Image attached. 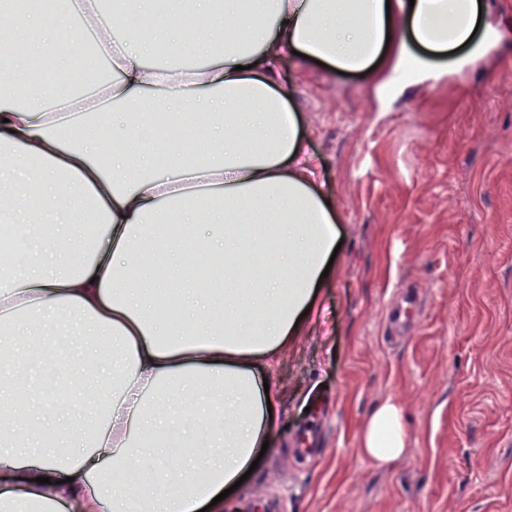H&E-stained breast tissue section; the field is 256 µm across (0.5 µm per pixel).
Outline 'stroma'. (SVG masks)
Masks as SVG:
<instances>
[{
    "instance_id": "obj_1",
    "label": "stroma",
    "mask_w": 512,
    "mask_h": 512,
    "mask_svg": "<svg viewBox=\"0 0 512 512\" xmlns=\"http://www.w3.org/2000/svg\"><path fill=\"white\" fill-rule=\"evenodd\" d=\"M488 5L495 49L436 80L280 61L342 246L227 512H512V0ZM388 399L406 450L380 464L360 438Z\"/></svg>"
}]
</instances>
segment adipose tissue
Segmentation results:
<instances>
[{
    "mask_svg": "<svg viewBox=\"0 0 512 512\" xmlns=\"http://www.w3.org/2000/svg\"><path fill=\"white\" fill-rule=\"evenodd\" d=\"M121 14L97 0H63L49 32L26 11L1 16L9 39L46 55L71 15L112 61L114 78L81 96L62 82L23 84L24 62L0 65V215L31 230L29 252L52 265L0 279V334L20 337L25 357L0 363L11 379L40 367L48 377L32 404L53 402L63 351L84 343L76 316L124 359L93 357L83 374H110L112 389L94 395L102 418L92 426L53 419L29 426L17 405L0 399V512H224L218 495L248 471L267 439V401L277 398L273 365L314 308L321 274L339 242L336 220L317 185L298 117L279 85L277 63L291 52L338 72L396 70L407 43L466 61L488 52L475 27L478 0H186L206 31H183L177 53L207 56L197 70L148 66L154 43L128 27L140 18L179 28L164 0H124ZM25 108L8 106L16 91ZM125 115L108 165L102 140L73 143L76 117ZM171 118L170 168L157 175L149 151L155 116ZM209 225L184 242L177 278L196 298L178 324L152 316L158 280L154 229L173 211ZM101 214L104 245L82 261V241L48 222L90 223ZM205 262L212 286L194 285L190 269ZM38 463L27 460L45 429ZM180 436L199 449L175 463L163 440ZM403 410L385 401L362 432L366 457L380 463L405 450Z\"/></svg>",
    "mask_w": 512,
    "mask_h": 512,
    "instance_id": "adipose-tissue-1",
    "label": "adipose tissue"
}]
</instances>
